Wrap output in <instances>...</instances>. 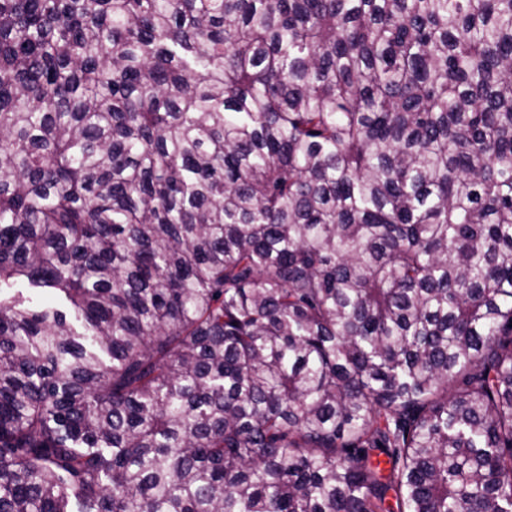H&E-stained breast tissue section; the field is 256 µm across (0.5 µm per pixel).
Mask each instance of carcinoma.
<instances>
[{
    "mask_svg": "<svg viewBox=\"0 0 512 512\" xmlns=\"http://www.w3.org/2000/svg\"><path fill=\"white\" fill-rule=\"evenodd\" d=\"M0 512H512V0H0Z\"/></svg>",
    "mask_w": 512,
    "mask_h": 512,
    "instance_id": "obj_1",
    "label": "carcinoma"
}]
</instances>
